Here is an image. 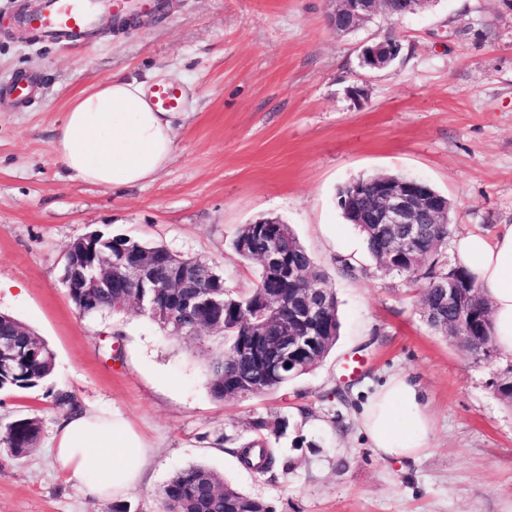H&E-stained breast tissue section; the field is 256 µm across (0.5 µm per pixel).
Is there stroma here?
<instances>
[{
    "mask_svg": "<svg viewBox=\"0 0 512 512\" xmlns=\"http://www.w3.org/2000/svg\"><path fill=\"white\" fill-rule=\"evenodd\" d=\"M26 2L0 0V87L39 83L26 103L0 94V281L13 286L0 313L38 333L55 367L39 387L0 391V429L44 420L34 448L0 453V512H109L53 466L59 394L123 418L149 444L145 482L119 500L126 512H162V486L192 465L277 512H512V406L491 385L512 357H474L433 330L415 286L378 267L337 204L344 184L388 173L448 197L453 234L512 224V9L435 0L339 34L327 0H161L129 28L59 44L20 29ZM389 35L400 58L363 69V43ZM118 73L183 88L173 159L135 187L69 179L55 130L76 95ZM260 216L290 225L312 254L341 323L327 358L276 393L215 399L206 358L220 337L202 348L135 310L84 315L61 284L71 242L102 230L215 264L249 291L259 267L232 241ZM356 354L365 365L345 403L334 390ZM398 373L420 384L433 421L415 459L379 458L360 425ZM258 414L296 420L317 449L292 451L285 475L243 468L221 437L249 439Z\"/></svg>",
    "mask_w": 512,
    "mask_h": 512,
    "instance_id": "stroma-1",
    "label": "stroma"
}]
</instances>
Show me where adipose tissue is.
I'll return each mask as SVG.
<instances>
[{
  "label": "adipose tissue",
  "instance_id": "obj_1",
  "mask_svg": "<svg viewBox=\"0 0 512 512\" xmlns=\"http://www.w3.org/2000/svg\"><path fill=\"white\" fill-rule=\"evenodd\" d=\"M146 90L144 82L116 76L73 99L53 140L55 157L71 178L113 188L151 181L167 166L174 115L156 111ZM454 249L491 306L495 347L512 357V225L491 236L458 237ZM361 425L384 459L418 456L433 430L418 384L403 374L371 396ZM52 453L67 481L92 498L110 500L142 483L148 449L123 419L77 406L57 421Z\"/></svg>",
  "mask_w": 512,
  "mask_h": 512
}]
</instances>
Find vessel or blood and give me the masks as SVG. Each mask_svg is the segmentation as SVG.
<instances>
[{"instance_id": "obj_1", "label": "vessel or blood", "mask_w": 512, "mask_h": 512, "mask_svg": "<svg viewBox=\"0 0 512 512\" xmlns=\"http://www.w3.org/2000/svg\"><path fill=\"white\" fill-rule=\"evenodd\" d=\"M154 7V0H42L39 10L25 16L24 21L32 30L64 38L90 27L102 11L148 12ZM151 103L157 111L177 112L184 105L183 93L176 85L158 84L151 90Z\"/></svg>"}]
</instances>
